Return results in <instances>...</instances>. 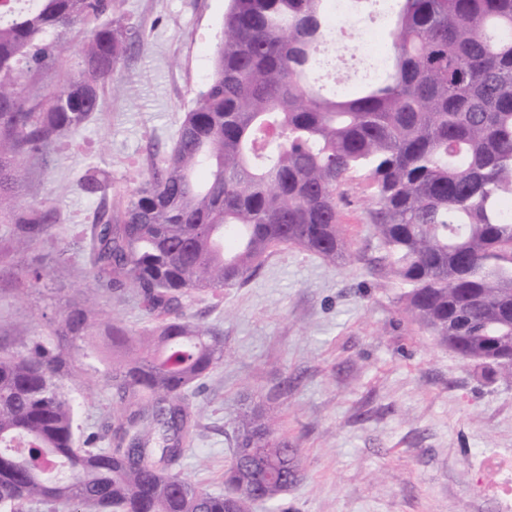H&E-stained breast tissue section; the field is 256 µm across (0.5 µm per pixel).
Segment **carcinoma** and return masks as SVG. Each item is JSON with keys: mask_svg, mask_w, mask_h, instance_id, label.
I'll list each match as a JSON object with an SVG mask.
<instances>
[{"mask_svg": "<svg viewBox=\"0 0 512 512\" xmlns=\"http://www.w3.org/2000/svg\"><path fill=\"white\" fill-rule=\"evenodd\" d=\"M326 0H227L215 68L177 138L123 204L99 171L87 288L38 338L0 349V512H280L300 480L253 485L260 448L297 449L261 405L233 421L224 492L172 472L198 426L194 389L224 360V334L193 321L184 300L247 282L272 249L296 246L334 265L349 243L337 194L362 173L384 260L408 287L405 309L462 360L512 380L492 348L512 347V0H392L385 74L357 96L316 90L309 76L333 28ZM116 0H22L0 20V238L21 249L59 223L24 206L23 160L99 111L137 32ZM96 25L81 70L60 91L20 79L47 74L63 35ZM133 290L150 325L104 326L96 298ZM103 366L123 407L110 447L76 445L78 406L65 391L74 361Z\"/></svg>", "mask_w": 512, "mask_h": 512, "instance_id": "carcinoma-1", "label": "carcinoma"}]
</instances>
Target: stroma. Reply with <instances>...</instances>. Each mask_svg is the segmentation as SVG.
I'll list each match as a JSON object with an SVG mask.
<instances>
[{
    "mask_svg": "<svg viewBox=\"0 0 512 512\" xmlns=\"http://www.w3.org/2000/svg\"><path fill=\"white\" fill-rule=\"evenodd\" d=\"M225 7L120 0L117 17L140 32L115 72L120 90L104 85L99 112L61 140L49 165L28 166L22 203H46L62 222L0 271V344L47 335L84 287L80 231L97 201L82 176L104 171L116 198L148 176L212 76ZM343 192L345 264L281 247L243 286L186 297L187 315L223 332L224 360L201 381L199 436L177 471L223 492L227 435L251 394L299 450L303 478L284 496L285 512H503L512 467L489 460L512 455V383L462 361L405 312L369 220L367 179L355 176ZM35 264L44 283L19 292L15 271ZM67 389L81 434H102L117 408L111 388L80 370Z\"/></svg>",
    "mask_w": 512,
    "mask_h": 512,
    "instance_id": "obj_1",
    "label": "stroma"
}]
</instances>
